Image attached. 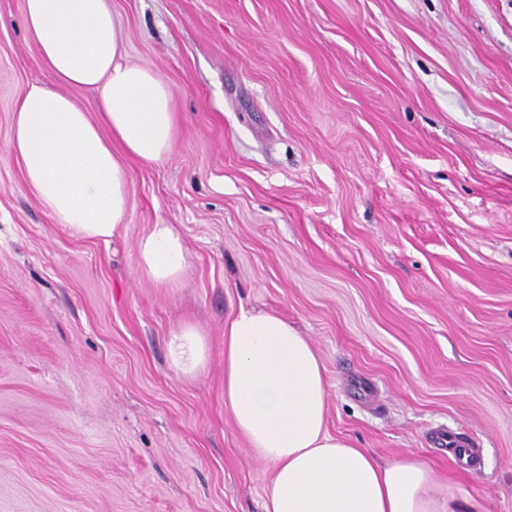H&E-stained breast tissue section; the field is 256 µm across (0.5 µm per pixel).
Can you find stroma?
<instances>
[{"label":"stroma","mask_w":512,"mask_h":512,"mask_svg":"<svg viewBox=\"0 0 512 512\" xmlns=\"http://www.w3.org/2000/svg\"><path fill=\"white\" fill-rule=\"evenodd\" d=\"M171 86L127 225L72 235L7 153L56 80L0 0V512H261L272 477L224 408V327L273 311L316 349L327 429L416 452L512 512V0H111ZM174 224L179 286L137 279ZM191 322L207 363L169 361ZM448 429L473 470L428 443ZM136 272L158 287H173L189 265L184 239L174 224H153L139 239ZM437 440L440 446L448 447V452L459 459L466 458L473 464L480 459L481 448H476L470 440L459 437L454 432L442 431L437 436Z\"/></svg>","instance_id":"35a3bbf8"}]
</instances>
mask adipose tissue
<instances>
[{
    "mask_svg": "<svg viewBox=\"0 0 512 512\" xmlns=\"http://www.w3.org/2000/svg\"><path fill=\"white\" fill-rule=\"evenodd\" d=\"M26 32L63 84L96 91L91 120L66 94L32 83L20 94L8 152L37 199L74 235L110 239L132 211L123 156L152 164L176 134L173 91L153 69L125 61L109 0H23ZM189 255L178 227L139 239L138 275L182 279ZM173 367L206 364L201 331L180 326ZM328 385L310 340L281 316L240 308L224 327V405L253 454L272 469L263 512H481L462 485L442 481L414 453L382 462L326 428Z\"/></svg>",
    "mask_w": 512,
    "mask_h": 512,
    "instance_id": "ef3b65f1",
    "label": "adipose tissue"
}]
</instances>
